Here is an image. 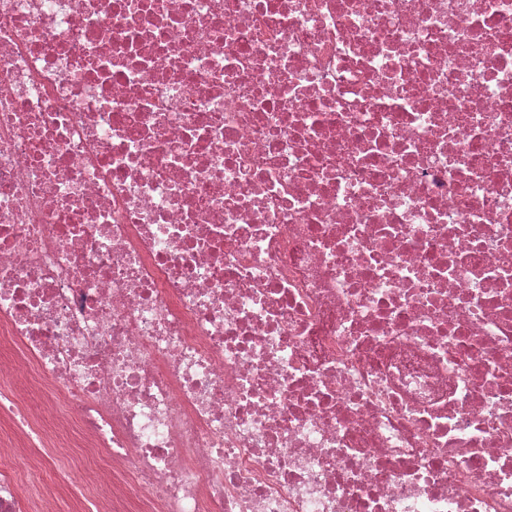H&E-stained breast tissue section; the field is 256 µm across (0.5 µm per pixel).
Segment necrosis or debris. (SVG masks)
<instances>
[{
    "label": "necrosis or debris",
    "instance_id": "necrosis-or-debris-1",
    "mask_svg": "<svg viewBox=\"0 0 512 512\" xmlns=\"http://www.w3.org/2000/svg\"><path fill=\"white\" fill-rule=\"evenodd\" d=\"M0 336V512H512V0H0ZM19 468L22 471V482H21V489L24 493H29L34 495L37 493V490H41V487L45 484H50L53 481H58L57 474L60 475V473L63 472V464L60 463L58 467V472L56 474L55 470L46 469L40 472V480L38 481H31L30 479V472L34 470L35 467V461L33 457H24L19 460Z\"/></svg>",
    "mask_w": 512,
    "mask_h": 512
}]
</instances>
